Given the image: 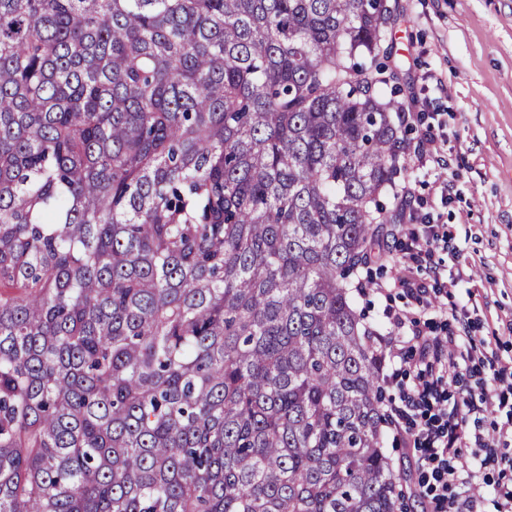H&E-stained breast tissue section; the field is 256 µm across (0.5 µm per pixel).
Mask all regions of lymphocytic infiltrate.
<instances>
[{"label": "lymphocytic infiltrate", "instance_id": "f902f5d3", "mask_svg": "<svg viewBox=\"0 0 512 512\" xmlns=\"http://www.w3.org/2000/svg\"><path fill=\"white\" fill-rule=\"evenodd\" d=\"M422 224V232H410L403 255L436 279L440 269L433 261L431 246L440 234L430 219H423ZM410 340L414 351L410 364L419 381L411 386H398L391 407L393 425L404 432L409 444L421 451V484L433 512H483L480 498L456 491L460 472L457 459L462 441L484 447L485 438L475 426L487 408L488 399L469 393L453 401L446 398V386L459 382L461 377L457 359L452 355L459 347V337L433 338L415 325Z\"/></svg>", "mask_w": 512, "mask_h": 512}]
</instances>
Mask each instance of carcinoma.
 Masks as SVG:
<instances>
[{
  "instance_id": "carcinoma-1",
  "label": "carcinoma",
  "mask_w": 512,
  "mask_h": 512,
  "mask_svg": "<svg viewBox=\"0 0 512 512\" xmlns=\"http://www.w3.org/2000/svg\"><path fill=\"white\" fill-rule=\"evenodd\" d=\"M388 0H0V512H406L352 288L408 173Z\"/></svg>"
}]
</instances>
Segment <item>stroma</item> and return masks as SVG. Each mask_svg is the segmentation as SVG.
<instances>
[{
    "mask_svg": "<svg viewBox=\"0 0 512 512\" xmlns=\"http://www.w3.org/2000/svg\"><path fill=\"white\" fill-rule=\"evenodd\" d=\"M399 19L388 32L404 100L414 111L434 113L439 125L437 150L428 161L409 164L400 177L399 221L385 235L370 288L357 294L383 334L398 330L395 316L419 315L405 289L393 287L399 273L394 259L413 217L429 214L442 234L436 256L442 261L443 289H429L427 314L433 336L446 337L451 324L436 310L454 304L469 321L465 345L477 349L464 371L463 385H450L449 398L461 390L493 392L494 372L512 366V0H398ZM512 408L492 406L480 425L489 444H463L460 455L476 463L486 452L500 458L479 481L463 488L480 495L484 512H496L512 492ZM385 446L395 469L404 472L410 512H426L416 490L420 472L416 449L387 436Z\"/></svg>",
    "mask_w": 512,
    "mask_h": 512,
    "instance_id": "1",
    "label": "stroma"
}]
</instances>
